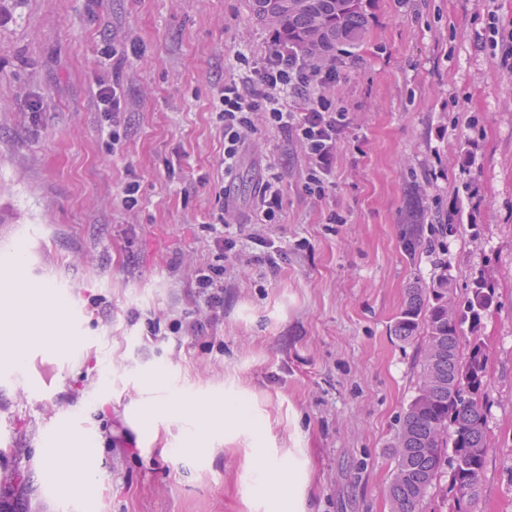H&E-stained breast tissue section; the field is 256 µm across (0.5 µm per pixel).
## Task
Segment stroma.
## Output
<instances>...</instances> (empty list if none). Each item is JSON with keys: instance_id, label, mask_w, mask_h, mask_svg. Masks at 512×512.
I'll use <instances>...</instances> for the list:
<instances>
[{"instance_id": "1", "label": "stroma", "mask_w": 512, "mask_h": 512, "mask_svg": "<svg viewBox=\"0 0 512 512\" xmlns=\"http://www.w3.org/2000/svg\"><path fill=\"white\" fill-rule=\"evenodd\" d=\"M356 47L337 46L325 95L349 124L322 199L303 189L305 158L259 127L224 172L218 91L234 57L260 58L269 27L247 0H0V503L27 512H271L250 438L223 426L181 453L216 398L241 401L272 459L293 458L303 512H391V443L416 394V341L393 325L410 283L445 261L457 288L488 269L499 305L484 343L490 450L470 512H512V72L490 20L512 28V0H364ZM119 86L117 122L98 109ZM119 127L120 140L108 132ZM282 175L280 223H253L269 162ZM138 181L139 204H121ZM458 230L440 257L407 252L410 204ZM234 209L244 255L224 259V316L197 335L151 338L156 318L192 309V272L210 259L207 224ZM344 221L329 223L332 213ZM478 225L479 239L470 236ZM282 251L276 274L251 255ZM51 304L67 288L81 322L12 310L13 286ZM81 336L70 354L60 337ZM24 356L22 364L11 361ZM160 375L166 409L149 414ZM67 421V432L51 428ZM96 450L94 487L46 483L50 438Z\"/></svg>"}]
</instances>
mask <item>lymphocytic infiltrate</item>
Listing matches in <instances>:
<instances>
[{
    "mask_svg": "<svg viewBox=\"0 0 512 512\" xmlns=\"http://www.w3.org/2000/svg\"><path fill=\"white\" fill-rule=\"evenodd\" d=\"M270 51L252 59L237 54L243 68L241 77L225 81L219 92L220 110L217 114L224 128V169L232 171L239 154L246 146L249 133L257 123L291 135L301 142L308 159L305 177L306 193L323 197L325 184L336 162L337 142L346 125V114L332 106L318 92L319 87L335 83L339 73L335 65L313 67L305 55L292 45L271 38ZM304 98L303 111L288 110L286 95ZM234 214L221 209L210 224L212 247L218 255L235 250L238 237L229 230L236 226ZM214 260L198 265L194 272L193 306L195 319L152 322L151 335L169 332L175 336L202 333L224 310V266Z\"/></svg>",
    "mask_w": 512,
    "mask_h": 512,
    "instance_id": "1",
    "label": "lymphocytic infiltrate"
}]
</instances>
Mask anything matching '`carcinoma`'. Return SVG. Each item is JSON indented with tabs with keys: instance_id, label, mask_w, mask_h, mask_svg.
Returning a JSON list of instances; mask_svg holds the SVG:
<instances>
[{
	"instance_id": "1",
	"label": "carcinoma",
	"mask_w": 512,
	"mask_h": 512,
	"mask_svg": "<svg viewBox=\"0 0 512 512\" xmlns=\"http://www.w3.org/2000/svg\"><path fill=\"white\" fill-rule=\"evenodd\" d=\"M253 16L280 39L325 58L338 44L356 45L367 25L363 0H248ZM498 304L495 280L485 270L459 296L448 265L428 285L414 282L393 332L401 340L422 330L416 395L394 437L390 485L393 512H419L429 490L450 466L455 512L477 498L488 454V354L474 340L462 346L463 325L476 331Z\"/></svg>"
}]
</instances>
